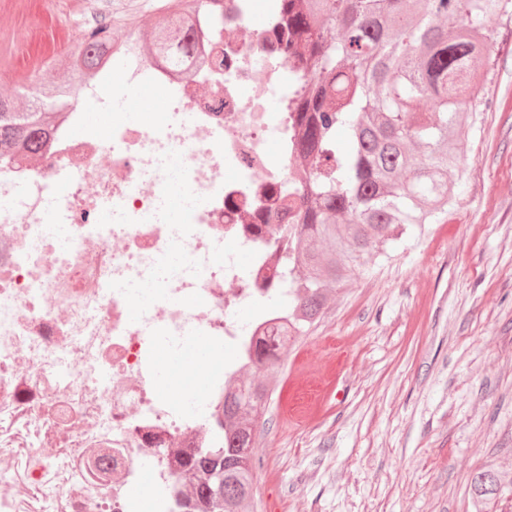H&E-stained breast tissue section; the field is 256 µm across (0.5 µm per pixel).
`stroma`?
<instances>
[{"instance_id":"1","label":"stroma","mask_w":512,"mask_h":512,"mask_svg":"<svg viewBox=\"0 0 512 512\" xmlns=\"http://www.w3.org/2000/svg\"><path fill=\"white\" fill-rule=\"evenodd\" d=\"M106 4L123 30L167 0ZM0 0V93L19 96L85 30L72 0ZM483 98L455 146L448 212L371 254L282 356L253 452L256 512H471L470 477L512 472V21L493 20ZM156 120L151 92L88 124Z\"/></svg>"}]
</instances>
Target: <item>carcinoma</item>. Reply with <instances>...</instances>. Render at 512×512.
<instances>
[{"mask_svg":"<svg viewBox=\"0 0 512 512\" xmlns=\"http://www.w3.org/2000/svg\"><path fill=\"white\" fill-rule=\"evenodd\" d=\"M282 55L303 70L294 152L304 187L288 200L297 223L281 231L283 268L294 284L288 321L256 341L251 365L274 370L281 350L309 334L328 309L329 292L384 254L416 226L431 224L451 199L458 158L453 141L476 105L489 22L512 13V0H281ZM193 15L176 6L147 45L175 72L198 62L185 34ZM112 61L107 28L91 31L48 86L26 96L25 110L0 97V158L35 156L73 111L75 90L102 78ZM427 107L419 109L421 102ZM348 130L346 144L337 131ZM271 389L240 379L224 402L228 445L184 461L186 512H254L255 432ZM472 512H493L512 492V476L491 464L470 481Z\"/></svg>","mask_w":512,"mask_h":512,"instance_id":"1","label":"carcinoma"}]
</instances>
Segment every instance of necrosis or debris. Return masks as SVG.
I'll use <instances>...</instances> for the list:
<instances>
[{
  "label": "necrosis or debris",
  "instance_id": "obj_1",
  "mask_svg": "<svg viewBox=\"0 0 512 512\" xmlns=\"http://www.w3.org/2000/svg\"><path fill=\"white\" fill-rule=\"evenodd\" d=\"M276 28V0L198 10L205 62L177 76L144 55L141 20L114 40L112 91L151 79L169 111L149 127L66 126L37 158L0 163V449L25 456L22 472L0 468V512H139L143 483L181 512L183 460L223 447L229 385L288 317L237 318L288 283L272 231L301 175L297 128L270 106L295 79ZM189 336L210 348V386L184 411L156 371Z\"/></svg>",
  "mask_w": 512,
  "mask_h": 512
}]
</instances>
